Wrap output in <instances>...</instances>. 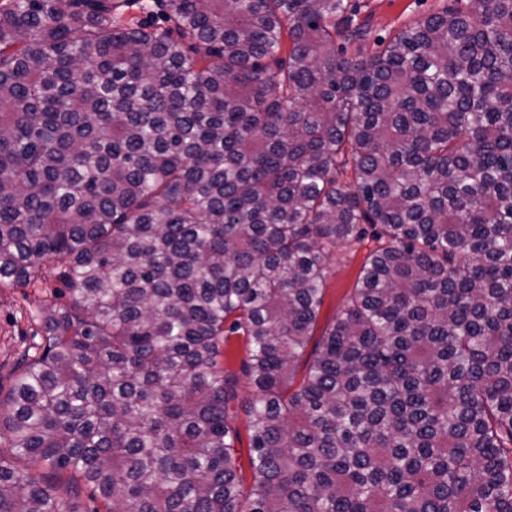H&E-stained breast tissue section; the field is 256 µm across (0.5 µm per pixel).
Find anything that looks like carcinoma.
Masks as SVG:
<instances>
[{"label": "carcinoma", "instance_id": "1", "mask_svg": "<svg viewBox=\"0 0 512 512\" xmlns=\"http://www.w3.org/2000/svg\"><path fill=\"white\" fill-rule=\"evenodd\" d=\"M126 2L0 0V286L70 294L0 386V512H512V0L371 54L350 0ZM375 241L364 239L350 248H338L327 260V274L323 305L320 310L314 336L308 346L307 354L312 350L315 341L333 323L343 303L353 293L357 285L366 255L374 248ZM307 354L298 368L299 372L306 367ZM252 391L253 389L249 385L247 379L242 378L240 381L239 399L233 404L232 410L230 412L233 425L239 435V441L236 442V448L238 450V457L242 465V474L246 487L249 486L251 481L248 462L250 439L248 431L247 405L249 399L252 397Z\"/></svg>", "mask_w": 512, "mask_h": 512}]
</instances>
